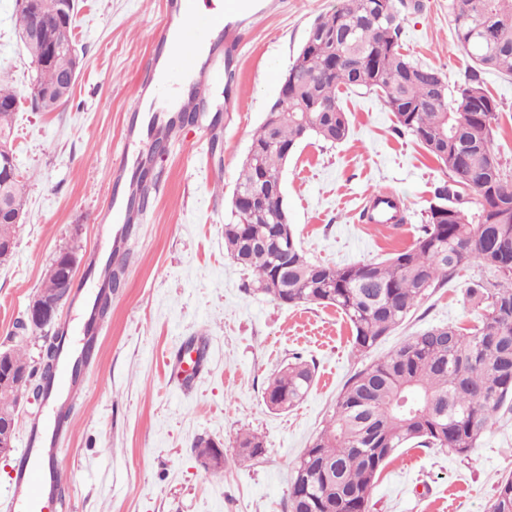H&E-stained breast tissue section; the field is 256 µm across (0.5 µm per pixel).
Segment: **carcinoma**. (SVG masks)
<instances>
[{
    "label": "carcinoma",
    "instance_id": "1",
    "mask_svg": "<svg viewBox=\"0 0 512 512\" xmlns=\"http://www.w3.org/2000/svg\"><path fill=\"white\" fill-rule=\"evenodd\" d=\"M391 14L377 19L380 0H340L318 16L315 28L344 41L318 42L288 67L282 108L269 112L253 135L241 163L224 224V248L252 274L254 290L285 305H332L349 320L354 345L376 346L401 325L418 303L478 259L492 277L473 280L466 294L481 307L478 324L427 327L390 355L356 372L336 398L331 422L294 463L290 512H369L380 471L407 446L448 450L467 458L499 414L512 411V173H507L495 140L499 104L480 73L512 77V0H450L458 41L474 64L464 85L451 91L447 77L402 52V26L394 0ZM19 33L35 71V86L56 95L41 104L55 112L72 95L61 76L74 68L71 27L60 20L52 0L34 10L16 11ZM52 59L41 63L49 47ZM363 88L381 96L396 118L395 131L417 138L440 163L447 180L436 187L413 245L381 261L316 264L307 258L290 225L287 209L273 199L250 210L242 198L275 184L288 156L305 137L326 143L350 131L340 95ZM18 92L0 80V132L13 135ZM473 192L476 198L467 196ZM25 185L14 176L7 195L23 210ZM148 187L131 193L129 208L141 213ZM285 237V251H267L260 241ZM58 260L49 266L42 290L63 295ZM120 286L109 274L99 302L106 318L112 292ZM41 360L20 348L4 351L14 373L31 381V392L48 389L58 348L41 346ZM315 367L300 356L283 367L263 392L266 405L285 411L300 403ZM20 388L0 390V408L19 407ZM244 460L265 453L262 437L246 431L236 440ZM488 512H512V476L503 477Z\"/></svg>",
    "mask_w": 512,
    "mask_h": 512
}]
</instances>
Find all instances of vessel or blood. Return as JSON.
<instances>
[{"label":"vessel or blood","instance_id":"obj_1","mask_svg":"<svg viewBox=\"0 0 512 512\" xmlns=\"http://www.w3.org/2000/svg\"><path fill=\"white\" fill-rule=\"evenodd\" d=\"M194 0H165L162 20L154 37L166 41L175 37L176 52L161 66L160 76H148L134 101L137 112L153 111L157 103L170 105L172 111L193 110L208 100L211 92L224 78L219 62L223 52H236L240 34L234 21L251 15L252 0H224V13L230 23L200 20L192 17ZM193 79L196 96L178 99L177 91L186 79ZM100 323H83L78 333H64L59 344L54 375L46 396L52 413L25 421V446L15 460L9 487L10 512H57L65 497L64 479L58 464L59 442L70 431L72 403L85 383L75 374L73 362L85 347L97 340Z\"/></svg>","mask_w":512,"mask_h":512}]
</instances>
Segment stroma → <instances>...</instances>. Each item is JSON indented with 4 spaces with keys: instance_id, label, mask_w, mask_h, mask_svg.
I'll use <instances>...</instances> for the list:
<instances>
[{
    "instance_id": "obj_1",
    "label": "stroma",
    "mask_w": 512,
    "mask_h": 512,
    "mask_svg": "<svg viewBox=\"0 0 512 512\" xmlns=\"http://www.w3.org/2000/svg\"><path fill=\"white\" fill-rule=\"evenodd\" d=\"M72 38L80 65L73 95L58 111L32 106V65L15 25V0H0V76L20 96L12 148L25 185L24 221L12 257L0 262V349L23 345L37 358L44 337L82 318L62 303L55 324L19 329L46 271L78 244L76 285L94 284L97 217L116 174L131 176L138 157L121 158L130 122L148 129L154 113L132 110L159 46L152 31L163 0H75ZM338 0H279L277 9L240 28L241 45L212 92L222 111L212 126L179 128L135 224L121 284L73 402L71 430L58 462L69 483L64 512H288L291 467L332 415L356 371L431 325H473L465 293L483 275L480 261L418 304L409 320L374 348L353 344L350 324L332 306L291 307L247 291L248 279L224 251V221L240 164L277 99L281 79L309 27ZM400 9L405 54L463 84L470 60L459 44L448 0ZM500 104L497 143L512 165V77L483 74ZM350 133L331 144L307 139L282 174L292 229L315 261L344 265L408 248L446 178L413 137L397 135L381 97L356 89L341 97ZM400 197L404 221L370 224L361 213L372 194ZM205 348L197 381L182 387L170 361L189 341ZM302 355L315 381L296 407L270 411L262 394L277 371ZM250 431L265 454L240 461L238 435ZM222 445L224 468L208 470L199 439ZM512 473V413L499 419L468 459L436 448H403L374 485L371 512H487L501 477Z\"/></svg>"
}]
</instances>
